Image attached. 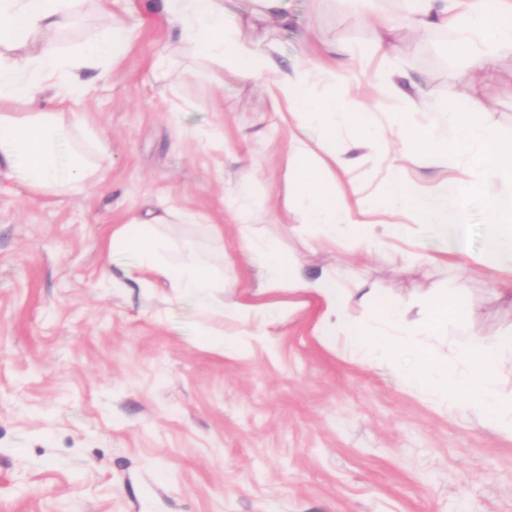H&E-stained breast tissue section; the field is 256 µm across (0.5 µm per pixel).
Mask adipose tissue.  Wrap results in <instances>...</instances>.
Masks as SVG:
<instances>
[{
    "mask_svg": "<svg viewBox=\"0 0 512 512\" xmlns=\"http://www.w3.org/2000/svg\"><path fill=\"white\" fill-rule=\"evenodd\" d=\"M81 0H0V46L12 50L13 58L0 60V103L17 104L24 115L0 113V168L21 174L25 183L50 195L80 192L92 176V168L73 145L72 131L54 113L39 111L42 94L49 89L63 96H80L84 85L70 67L73 60L85 62L115 59L130 38L124 19L112 10V0H99L106 22L90 27L72 52H65L58 35L71 28ZM162 10L179 32L178 42L167 56L186 51L197 57L228 66L240 78L254 79L273 91L288 107L299 130L289 141L292 157L300 159L294 176L296 190L304 202L310 223L317 225L321 238L329 243L337 236L354 232L360 238L372 237V225L353 218L350 210L326 200L315 167L305 164L306 144L302 135L320 133V148L329 163L340 164L336 138L354 123L356 104L345 94L318 96L315 86L333 78L334 72L318 57L296 61L283 68L261 44L244 33L243 24L227 25L220 0H161ZM405 20L416 30L443 27L453 31V49L466 58L471 69H488L500 55L512 54V24L505 16L512 12V0H402ZM378 89L398 96L401 110L392 112L388 126H375L371 134L382 139L393 135L396 147L389 160L390 188L383 202L394 213L412 214L417 223L432 225L446 240L449 254L460 250L464 206L455 181L442 186L441 201L431 206L419 193L405 192L404 162L417 144L447 157L449 163L468 158L482 166L485 189L496 218L480 256L482 264L512 268V197L495 192L500 161L512 160V142L500 143L493 155H485L491 133L484 121L485 102L476 94L454 101L433 102L423 89L414 94L400 92L388 75L378 76ZM442 112L458 117L454 142L437 137L432 129L416 130L407 122V110ZM164 216L139 221L135 230L123 229L112 236L116 249L133 250L142 268L166 279L177 295L210 297L224 288V267L212 258L184 263L162 261L163 244L156 227ZM251 263L263 275L261 293L284 287L318 297L323 312L318 323L322 337L345 336L360 360L393 361L407 384L449 406H475L495 412L501 429L512 432V403L501 400L494 375L512 359V333L474 337L456 349L455 370L436 360L433 345L413 339L397 342L392 329L408 326L405 310L392 306L382 319L373 323L355 320L351 304L368 309L378 307L379 298L363 286L342 288L334 275L324 272L307 276L286 257L264 245L252 242L249 233L241 235Z\"/></svg>",
    "mask_w": 512,
    "mask_h": 512,
    "instance_id": "obj_1",
    "label": "adipose tissue"
}]
</instances>
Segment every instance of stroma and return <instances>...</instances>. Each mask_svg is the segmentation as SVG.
I'll return each instance as SVG.
<instances>
[{"label":"stroma","instance_id":"1","mask_svg":"<svg viewBox=\"0 0 512 512\" xmlns=\"http://www.w3.org/2000/svg\"><path fill=\"white\" fill-rule=\"evenodd\" d=\"M288 31L271 41L284 66L315 53L343 71L346 49L374 40L365 17L394 28L367 66L403 92L422 85L436 101L476 92L494 138L512 141V55L473 77L451 32L419 37L399 0H284ZM134 31L107 80L43 109L70 125L95 169L83 192L53 196L0 170V512H512V433L493 412L444 407L406 385L392 363H361L343 339L319 336L310 294L282 289L274 350L224 352L215 334H248L211 303L175 296L150 273L125 276L129 251L113 232L170 211L158 225L162 256L223 254L224 295L256 284L240 224L306 274L363 282L385 301L422 306L434 289L461 292L437 355L472 336L512 332V305L494 294L512 273L478 263L493 219L480 169L461 165L463 253L448 256L431 225L407 238L321 242L297 205L288 126L258 84L214 62L160 53L178 32L155 0H119ZM357 128L337 138L342 166L321 168L331 198L373 224L388 158ZM109 144L96 154L95 137ZM196 215L183 223L181 212ZM224 227L223 240L208 227Z\"/></svg>","mask_w":512,"mask_h":512}]
</instances>
